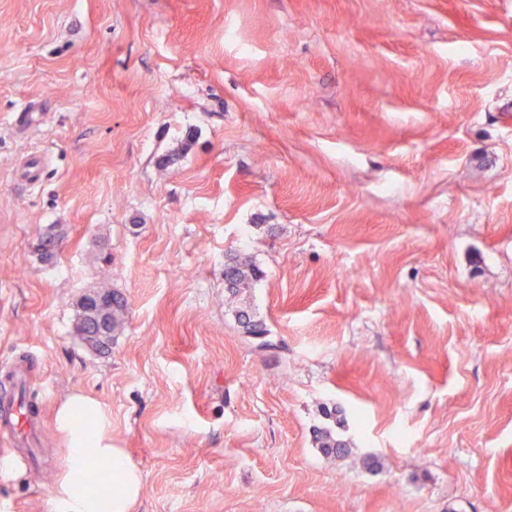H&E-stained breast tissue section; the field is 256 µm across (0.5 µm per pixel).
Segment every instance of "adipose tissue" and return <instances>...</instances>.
<instances>
[{"instance_id":"obj_1","label":"adipose tissue","mask_w":512,"mask_h":512,"mask_svg":"<svg viewBox=\"0 0 512 512\" xmlns=\"http://www.w3.org/2000/svg\"><path fill=\"white\" fill-rule=\"evenodd\" d=\"M68 440V466L52 496V512H131L142 493L140 470L112 443V419L92 397L69 395L55 416Z\"/></svg>"}]
</instances>
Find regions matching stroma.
I'll return each instance as SVG.
<instances>
[{
    "mask_svg": "<svg viewBox=\"0 0 512 512\" xmlns=\"http://www.w3.org/2000/svg\"><path fill=\"white\" fill-rule=\"evenodd\" d=\"M5 361L39 415L0 512H51L74 392L134 512H512V0H0ZM224 264V284L227 292L235 297L246 294L262 277V271L248 258L235 256ZM79 308L80 314L77 320L79 325L76 322V331L79 332L80 326L81 333L88 339V342L94 343L99 348L107 347L111 340V333L106 318L107 309L102 301V294L97 292L87 295L81 300ZM317 448L327 456H342L348 452L347 442L336 436L329 428H319L315 431Z\"/></svg>",
    "mask_w": 512,
    "mask_h": 512,
    "instance_id": "1",
    "label": "stroma"
}]
</instances>
